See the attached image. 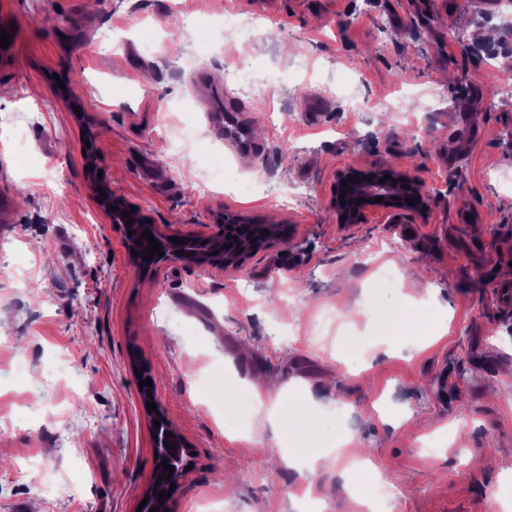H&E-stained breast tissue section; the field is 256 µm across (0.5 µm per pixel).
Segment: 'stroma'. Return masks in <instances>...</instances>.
Segmentation results:
<instances>
[{
    "label": "stroma",
    "instance_id": "1",
    "mask_svg": "<svg viewBox=\"0 0 512 512\" xmlns=\"http://www.w3.org/2000/svg\"><path fill=\"white\" fill-rule=\"evenodd\" d=\"M0 29V111L37 114L23 147L0 140V265L32 277H0V512H137L155 466L139 368L190 450L167 512H360L361 455L392 491L383 512H512V314L490 293L512 278V97L492 96L512 81V0H0ZM228 69L266 96L208 97L199 77ZM208 151L231 165L209 195ZM91 155L169 231L232 213L288 239L227 268L142 269ZM346 167L412 171L430 204L337 224ZM258 386L312 430L263 429ZM347 437L314 474L293 453Z\"/></svg>",
    "mask_w": 512,
    "mask_h": 512
}]
</instances>
